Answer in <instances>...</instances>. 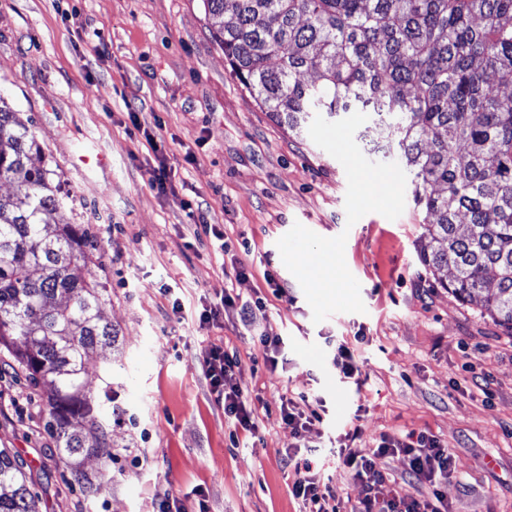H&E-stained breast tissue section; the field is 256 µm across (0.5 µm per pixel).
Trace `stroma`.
Returning a JSON list of instances; mask_svg holds the SVG:
<instances>
[{
    "mask_svg": "<svg viewBox=\"0 0 512 512\" xmlns=\"http://www.w3.org/2000/svg\"><path fill=\"white\" fill-rule=\"evenodd\" d=\"M0 97L76 197L68 222L95 234L102 259L89 273L106 285L102 314L117 331L85 360L91 392L111 370L114 409L112 460H85L88 491L45 428L49 386L27 382L0 351V448L23 462L37 512H159L166 494L196 487L209 512H299L283 462L296 444L285 397L321 415L305 440L339 499L363 492L327 437L369 448L425 431L453 457L442 486L452 512H512V334L425 268L413 203L393 221L370 213L348 224L343 166L231 75L202 0H0ZM162 163L169 176L156 187ZM192 204L223 230V246L195 236ZM297 222L346 234L364 312L314 322L277 248ZM228 289L265 309L200 321ZM265 331L285 341L274 371L257 342ZM343 341L359 356L358 380L332 362ZM212 343L241 359L256 433L225 422L209 394Z\"/></svg>",
    "mask_w": 512,
    "mask_h": 512,
    "instance_id": "stroma-1",
    "label": "stroma"
}]
</instances>
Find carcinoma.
<instances>
[{
  "label": "carcinoma",
  "instance_id": "1",
  "mask_svg": "<svg viewBox=\"0 0 512 512\" xmlns=\"http://www.w3.org/2000/svg\"><path fill=\"white\" fill-rule=\"evenodd\" d=\"M202 2L230 73L277 123L299 134L315 114L370 115L358 137L409 173L425 213L423 265L512 333V0ZM38 153L0 99V181L16 186L0 194V346L51 386L47 429L88 489L84 459L112 453L84 361L116 331L101 311L106 286L87 273L93 236L50 222L74 199ZM33 504L0 448V512Z\"/></svg>",
  "mask_w": 512,
  "mask_h": 512
}]
</instances>
